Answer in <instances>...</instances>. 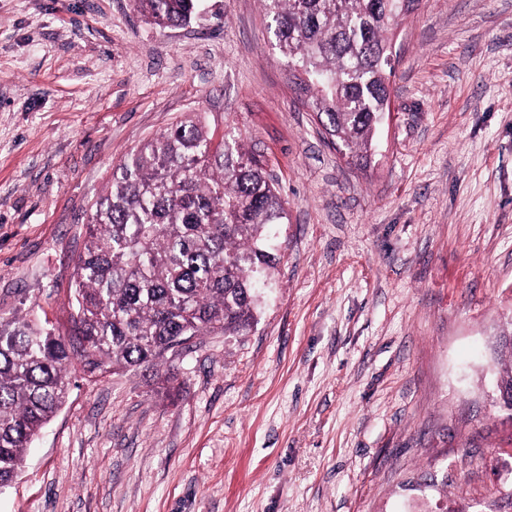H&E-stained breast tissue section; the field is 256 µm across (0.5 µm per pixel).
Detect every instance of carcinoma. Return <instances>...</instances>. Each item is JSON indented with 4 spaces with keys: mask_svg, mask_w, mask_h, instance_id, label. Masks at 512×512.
Returning <instances> with one entry per match:
<instances>
[{
    "mask_svg": "<svg viewBox=\"0 0 512 512\" xmlns=\"http://www.w3.org/2000/svg\"><path fill=\"white\" fill-rule=\"evenodd\" d=\"M199 0H135L160 28L190 22ZM305 104L349 163L368 161L389 102V32L416 0H260ZM288 223L261 155L228 126L215 140L189 115L112 170L75 266L66 334L31 314L0 317V485L88 381L157 365L185 336L242 335L277 267L271 229Z\"/></svg>",
    "mask_w": 512,
    "mask_h": 512,
    "instance_id": "obj_1",
    "label": "carcinoma"
}]
</instances>
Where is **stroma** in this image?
Returning <instances> with one entry per match:
<instances>
[{
  "label": "stroma",
  "instance_id": "1",
  "mask_svg": "<svg viewBox=\"0 0 512 512\" xmlns=\"http://www.w3.org/2000/svg\"><path fill=\"white\" fill-rule=\"evenodd\" d=\"M392 110L348 165L259 0L162 29L134 0H0V315L67 326L92 206L200 112L262 153L288 221L246 335L78 381L0 512H507L512 0H419Z\"/></svg>",
  "mask_w": 512,
  "mask_h": 512
}]
</instances>
